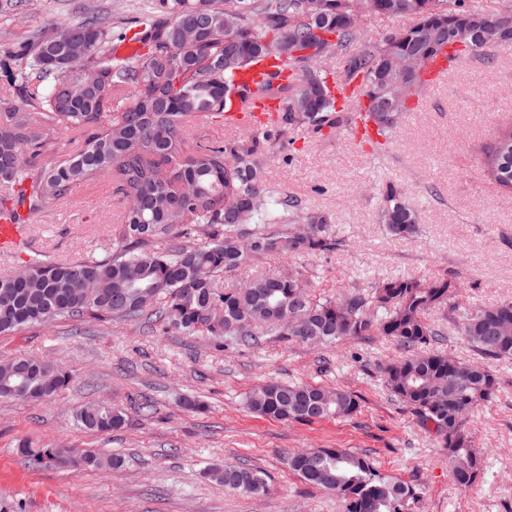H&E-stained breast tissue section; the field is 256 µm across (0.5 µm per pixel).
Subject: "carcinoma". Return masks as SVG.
<instances>
[{
    "mask_svg": "<svg viewBox=\"0 0 512 512\" xmlns=\"http://www.w3.org/2000/svg\"><path fill=\"white\" fill-rule=\"evenodd\" d=\"M165 18L145 11L133 38L142 43L136 62L113 55L111 23L90 9L66 26L62 41L37 34L0 60L11 82L23 90L22 105L1 100L0 212L6 204H28L35 217L52 200L69 196L101 174L111 175L127 208L112 255L106 260L56 261L31 258L0 279V334L70 317L99 322L134 319L157 307L156 320L187 334L221 341L257 343L263 331L290 342L331 347L353 337L378 334L406 350L381 369L386 388L409 407L420 423L433 427L448 454L454 485L465 491L481 474L483 460L472 444L464 417L491 402L498 391L492 370L444 355L440 336L426 321L428 311L448 306L454 285L444 276L428 279L387 277L369 291L353 287L337 297L318 298L299 271L262 275L246 288L218 287V279L272 255L299 256L338 246L327 218L304 212L262 178L260 156L269 140L288 126L328 128L365 124L364 141L374 148L389 142L411 110L401 100L393 111L357 105L350 114L337 103L343 86L331 71L310 68L299 51L319 29L322 57L341 60L349 81L360 79L369 94L392 91L407 76L398 59L416 56L415 76L425 82L426 64L448 49V60L484 51L467 29L460 44L448 40V10L493 20L479 0H158ZM378 14L411 16L415 25L390 39L356 49L361 18ZM202 30L194 41L187 32ZM81 47L92 77L62 62L65 45ZM224 54V69L209 64ZM264 58L302 69L282 92L278 118L261 127L262 137L235 136L222 143L187 144L186 129L202 118H221L229 81ZM73 131L81 145L56 162L38 157L45 136ZM485 171L512 192V128L499 132L485 153ZM193 187L185 199L183 184ZM379 223L386 233L405 238L416 233L419 212L393 183L378 187ZM246 224L253 225L242 232ZM204 239L191 240L196 233ZM173 234L182 237L166 251L150 243ZM462 336L490 360L512 359V301L474 307L461 317ZM71 374L36 357L0 362V398L35 402L66 388ZM249 409L289 422L345 417L359 406L341 387L269 380L248 394ZM77 425L90 432L122 429L125 411L105 402L80 407ZM21 454L36 468L77 464L118 468L122 459L94 449L61 444L32 446ZM288 468L306 484L339 497L345 512H407L415 487L380 473L366 456L348 448H312L288 456ZM224 490L254 495L267 490L261 472L245 464L207 469Z\"/></svg>",
    "mask_w": 512,
    "mask_h": 512,
    "instance_id": "1",
    "label": "carcinoma"
}]
</instances>
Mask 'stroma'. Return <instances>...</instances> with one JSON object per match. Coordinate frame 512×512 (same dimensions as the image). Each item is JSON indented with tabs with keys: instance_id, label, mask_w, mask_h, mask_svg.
Masks as SVG:
<instances>
[{
	"instance_id": "stroma-1",
	"label": "stroma",
	"mask_w": 512,
	"mask_h": 512,
	"mask_svg": "<svg viewBox=\"0 0 512 512\" xmlns=\"http://www.w3.org/2000/svg\"><path fill=\"white\" fill-rule=\"evenodd\" d=\"M154 0H0V54L36 31L55 32L94 6L112 19L113 35L131 27ZM512 125V45L495 46L453 64L406 113L386 155L372 154L348 128L291 131V143L263 158L268 187L299 209L329 217L339 242L329 252L269 256L222 277L240 285L257 275L302 271L318 297L341 287L368 290L386 277L447 276L459 288L454 309H435L441 350L468 364H489L498 380L492 403L467 417L484 459L476 483L460 491L433 431L385 388L381 366L403 356L383 336L318 349L277 336L260 344L218 346L184 335L149 314L109 324L89 318L0 334V362L42 357L68 369L70 386L39 402L0 398V512H344L330 492L289 471V453L348 448L367 455L380 473L417 488L408 512H512V360L486 362L459 334L456 311L512 301V195L487 178L483 157L498 129ZM400 187L420 213L417 233L386 234L378 222L379 184ZM126 203L111 177L50 202L27 227V245L0 253V278L42 254L67 261L110 256ZM276 378L340 386L360 407L346 418L282 423L250 412L248 391ZM204 401L197 414L184 397ZM108 400L127 423L112 433L81 430L75 410ZM63 443L121 457L110 470L25 466L18 442ZM244 462L263 471L268 490L225 491L207 466Z\"/></svg>"
}]
</instances>
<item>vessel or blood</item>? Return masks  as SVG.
Listing matches in <instances>:
<instances>
[{"instance_id":"1","label":"vessel or blood","mask_w":512,"mask_h":512,"mask_svg":"<svg viewBox=\"0 0 512 512\" xmlns=\"http://www.w3.org/2000/svg\"><path fill=\"white\" fill-rule=\"evenodd\" d=\"M274 61L266 60L239 73L235 79L234 91L230 97L231 109L224 114V125L228 128H258L267 124L281 107V101L271 97H254L257 83L263 82L273 70ZM28 212L18 208L16 214L0 217V252L16 249L23 239Z\"/></svg>"}]
</instances>
